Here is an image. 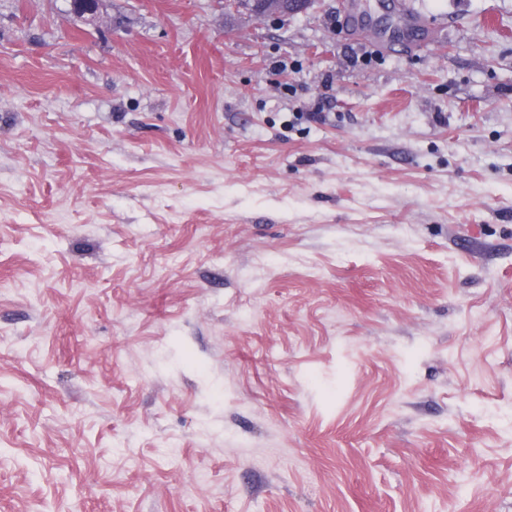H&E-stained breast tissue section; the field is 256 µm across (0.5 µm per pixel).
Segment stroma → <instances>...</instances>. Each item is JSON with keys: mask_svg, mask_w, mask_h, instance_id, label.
Here are the masks:
<instances>
[{"mask_svg": "<svg viewBox=\"0 0 512 512\" xmlns=\"http://www.w3.org/2000/svg\"><path fill=\"white\" fill-rule=\"evenodd\" d=\"M0 0V512H512V0ZM314 0H250L247 3L257 18L294 16L307 9Z\"/></svg>", "mask_w": 512, "mask_h": 512, "instance_id": "obj_1", "label": "stroma"}]
</instances>
